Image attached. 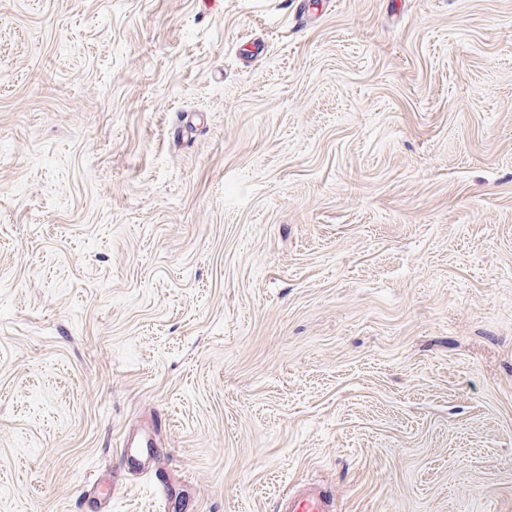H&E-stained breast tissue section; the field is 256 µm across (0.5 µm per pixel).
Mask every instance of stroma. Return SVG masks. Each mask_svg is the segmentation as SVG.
Returning a JSON list of instances; mask_svg holds the SVG:
<instances>
[{"label": "stroma", "instance_id": "obj_1", "mask_svg": "<svg viewBox=\"0 0 512 512\" xmlns=\"http://www.w3.org/2000/svg\"><path fill=\"white\" fill-rule=\"evenodd\" d=\"M297 483L512 512V0H0V512ZM155 441L154 429H141L122 438V448H119L122 463L134 461L135 473H151L155 468V459L148 448H152Z\"/></svg>", "mask_w": 512, "mask_h": 512}]
</instances>
